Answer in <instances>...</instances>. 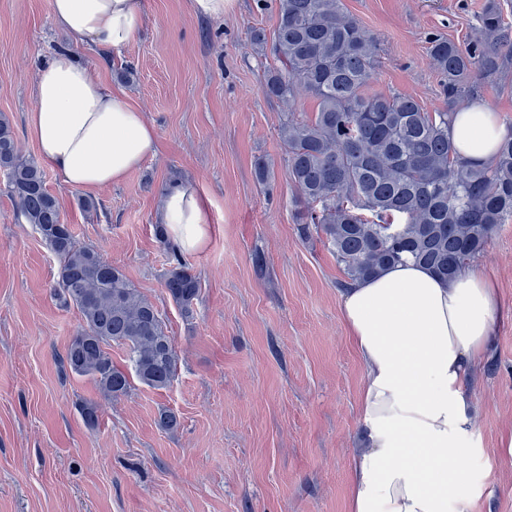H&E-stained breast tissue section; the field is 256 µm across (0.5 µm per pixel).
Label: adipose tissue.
<instances>
[{"label":"adipose tissue","mask_w":512,"mask_h":512,"mask_svg":"<svg viewBox=\"0 0 512 512\" xmlns=\"http://www.w3.org/2000/svg\"><path fill=\"white\" fill-rule=\"evenodd\" d=\"M75 42L118 50L140 31L143 0H51ZM29 123L42 163L64 184L97 191L157 152L154 127L121 90L69 51L38 69ZM448 134L462 161L491 165L503 128L496 113L458 109ZM157 219L181 251L201 248L209 214L189 186H169ZM497 290L475 269L443 281L407 260L347 288L341 315L364 370L359 414L366 445L349 475L348 512H468L470 476L456 466L474 447L466 381L488 352Z\"/></svg>","instance_id":"adipose-tissue-1"}]
</instances>
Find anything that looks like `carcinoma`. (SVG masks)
<instances>
[{
    "label": "carcinoma",
    "mask_w": 512,
    "mask_h": 512,
    "mask_svg": "<svg viewBox=\"0 0 512 512\" xmlns=\"http://www.w3.org/2000/svg\"><path fill=\"white\" fill-rule=\"evenodd\" d=\"M275 8L273 37L257 31L253 44L266 60L265 93L285 109L279 138L300 205L297 232L306 240L323 235L351 283L407 257L454 279L484 251L494 228L512 219V129L488 167L460 162L448 137L461 101L474 94L472 77L496 84L504 75L512 24L501 0H486L479 36L467 46L430 39L442 102L433 112L408 95L367 92L377 40L343 0H275ZM302 93L317 101L310 119L295 116ZM0 170L20 216L58 262L55 296L81 314L82 329L65 354L71 372L91 377L107 400L127 394L129 376L108 352L116 343L142 384L169 387L178 355L161 311L121 268L76 241L43 170L22 154L2 115ZM155 234L170 264L165 293L190 318L198 278L164 225H155Z\"/></svg>",
    "instance_id": "cac0c4a2"
}]
</instances>
